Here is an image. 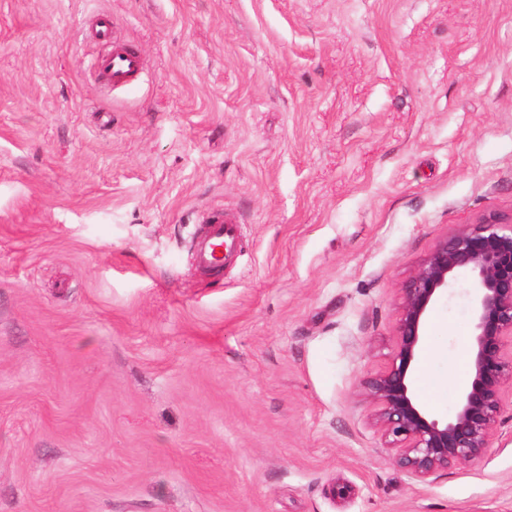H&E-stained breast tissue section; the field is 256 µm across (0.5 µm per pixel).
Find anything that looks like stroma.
<instances>
[{
  "instance_id": "1",
  "label": "stroma",
  "mask_w": 512,
  "mask_h": 512,
  "mask_svg": "<svg viewBox=\"0 0 512 512\" xmlns=\"http://www.w3.org/2000/svg\"><path fill=\"white\" fill-rule=\"evenodd\" d=\"M492 211L512 0H0V512H512L511 393L422 481L365 389L421 259ZM470 334L442 297L433 377ZM96 67L107 78L112 89L130 85L141 69L139 53L127 45L115 44L112 52L96 61ZM206 230L195 243L194 260L202 270L216 269L236 262L238 256V222L230 217H216L207 222Z\"/></svg>"
}]
</instances>
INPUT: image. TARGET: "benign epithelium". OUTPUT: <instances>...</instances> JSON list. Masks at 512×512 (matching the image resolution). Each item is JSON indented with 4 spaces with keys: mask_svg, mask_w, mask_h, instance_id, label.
I'll return each instance as SVG.
<instances>
[{
    "mask_svg": "<svg viewBox=\"0 0 512 512\" xmlns=\"http://www.w3.org/2000/svg\"><path fill=\"white\" fill-rule=\"evenodd\" d=\"M473 324L470 380L447 419L426 412L411 380L430 311L460 282ZM512 385V215L488 213L439 239L402 288L390 365L366 386L375 422L398 463L427 479L482 459Z\"/></svg>",
    "mask_w": 512,
    "mask_h": 512,
    "instance_id": "benign-epithelium-1",
    "label": "benign epithelium"
}]
</instances>
